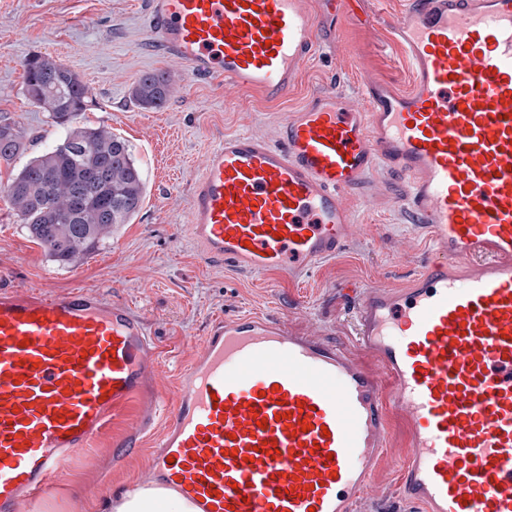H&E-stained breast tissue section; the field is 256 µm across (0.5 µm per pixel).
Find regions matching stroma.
I'll list each match as a JSON object with an SVG mask.
<instances>
[{
  "label": "stroma",
  "mask_w": 512,
  "mask_h": 512,
  "mask_svg": "<svg viewBox=\"0 0 512 512\" xmlns=\"http://www.w3.org/2000/svg\"><path fill=\"white\" fill-rule=\"evenodd\" d=\"M309 8L319 23L316 51L286 95L271 100L217 79L192 78L183 63L162 56L145 25L144 0H0V117L16 123L25 144L24 153L0 165V182L61 138L47 112L24 91L26 60L49 56L77 72L89 88L91 100L77 125L105 126L124 138L146 186L131 223L118 225L90 255L69 266L32 241L0 193V285L80 286L126 302L144 317L163 355L156 378L162 390L193 358L211 319L238 314L269 315L297 333L357 350L366 368L379 372L377 360L357 349L356 300L344 289L401 287L426 266L429 242L397 201L404 186L399 176L377 171L371 184L349 193L363 231L302 277L249 273L205 260L187 227L189 188L205 152L224 134L274 137L286 113L332 88L345 91L350 108L361 110L360 92L370 77L401 90L411 87L409 63L373 21L353 19L341 9L322 13L318 0ZM149 71L171 76L170 97L158 110L142 109L130 97L134 80ZM390 423L394 455L376 471L355 512H422L396 494L408 428L395 411ZM150 454V447L137 448L113 464L112 436L102 435L91 451L73 457L60 490L41 500L35 512H77L89 500L96 512H111L112 487L145 477Z\"/></svg>",
  "instance_id": "stroma-1"
}]
</instances>
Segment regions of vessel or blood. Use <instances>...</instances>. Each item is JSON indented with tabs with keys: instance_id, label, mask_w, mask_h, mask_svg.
I'll use <instances>...</instances> for the list:
<instances>
[{
	"instance_id": "obj_1",
	"label": "vessel or blood",
	"mask_w": 512,
	"mask_h": 512,
	"mask_svg": "<svg viewBox=\"0 0 512 512\" xmlns=\"http://www.w3.org/2000/svg\"><path fill=\"white\" fill-rule=\"evenodd\" d=\"M159 51L194 78L276 99L317 41L308 0H145ZM389 38L410 90L375 78L365 109L312 96L275 139L208 149L188 198L206 259L310 273L355 235L349 191L386 169L432 249L405 288H372L348 351L247 314L213 321L172 393L143 317L75 287L0 288V512L50 495L65 464L112 435L114 462L154 435L150 476L194 512H354L409 427L400 496L424 512H512V0H413ZM136 429H128V419Z\"/></svg>"
}]
</instances>
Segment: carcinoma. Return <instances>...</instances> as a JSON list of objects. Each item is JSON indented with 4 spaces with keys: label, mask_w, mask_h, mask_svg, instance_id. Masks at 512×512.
<instances>
[{
    "label": "carcinoma",
    "mask_w": 512,
    "mask_h": 512,
    "mask_svg": "<svg viewBox=\"0 0 512 512\" xmlns=\"http://www.w3.org/2000/svg\"><path fill=\"white\" fill-rule=\"evenodd\" d=\"M25 93L64 129L60 143L34 157L3 187L31 237L54 261L69 265L90 252L140 210L145 182L125 139L105 127L73 125L89 92L80 76L51 57L24 65ZM164 72H146L131 85L132 98L159 109L170 94ZM23 150L20 132L0 120V162Z\"/></svg>",
    "instance_id": "cac0c4a2"
}]
</instances>
